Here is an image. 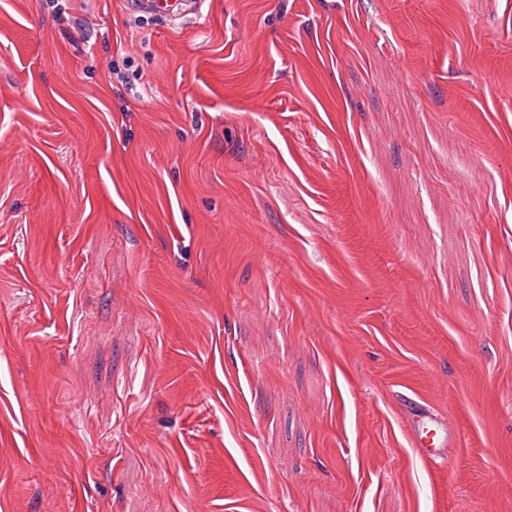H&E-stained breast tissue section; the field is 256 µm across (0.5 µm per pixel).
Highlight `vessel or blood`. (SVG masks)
I'll list each match as a JSON object with an SVG mask.
<instances>
[{
    "label": "vessel or blood",
    "instance_id": "obj_1",
    "mask_svg": "<svg viewBox=\"0 0 512 512\" xmlns=\"http://www.w3.org/2000/svg\"><path fill=\"white\" fill-rule=\"evenodd\" d=\"M396 404L404 429L418 453L428 462L444 464L459 434L446 415L406 392H397Z\"/></svg>",
    "mask_w": 512,
    "mask_h": 512
}]
</instances>
